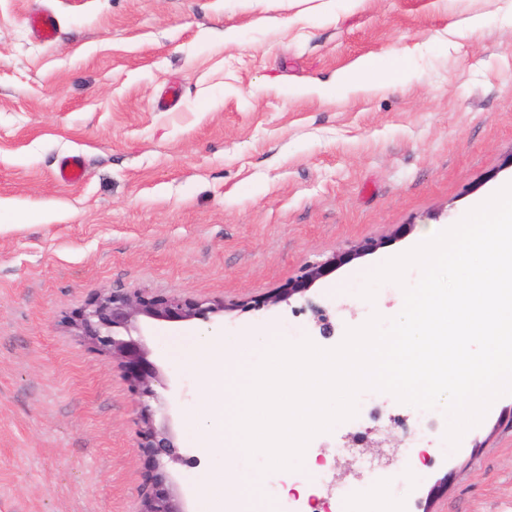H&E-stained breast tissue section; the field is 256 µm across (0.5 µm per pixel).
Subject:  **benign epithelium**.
Wrapping results in <instances>:
<instances>
[{
    "instance_id": "obj_1",
    "label": "benign epithelium",
    "mask_w": 512,
    "mask_h": 512,
    "mask_svg": "<svg viewBox=\"0 0 512 512\" xmlns=\"http://www.w3.org/2000/svg\"><path fill=\"white\" fill-rule=\"evenodd\" d=\"M378 247L377 241L368 239L348 254L335 255L323 263L305 264L300 275L282 286L275 302H287L297 294H304L337 264L370 254ZM223 311V303L187 302L141 291L112 292L92 299L75 319L77 335L120 365L132 389L142 397L137 412L141 424V447L155 457V470L146 477L139 512H186L179 497L165 488L163 458L188 467L196 464V459L177 453L169 430L155 427L153 409L149 404V400L156 397L153 383L159 382L164 388L167 384L163 383L159 369L147 361V350L133 334L139 331L138 323L142 317L160 321H207L210 315Z\"/></svg>"
}]
</instances>
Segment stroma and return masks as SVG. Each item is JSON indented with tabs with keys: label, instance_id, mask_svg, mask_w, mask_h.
I'll list each match as a JSON object with an SVG mask.
<instances>
[{
	"label": "stroma",
	"instance_id": "stroma-1",
	"mask_svg": "<svg viewBox=\"0 0 512 512\" xmlns=\"http://www.w3.org/2000/svg\"><path fill=\"white\" fill-rule=\"evenodd\" d=\"M43 7L53 43L27 23ZM369 56L387 87L334 86ZM69 155L77 185L56 177ZM511 181L512 0H0V208L28 220L0 231V512H138L154 461L123 371L75 332L92 298L264 300L140 321L171 384L155 421L197 460L167 462L166 485L199 512V476L223 460L185 434L199 379L175 337L272 324L337 346L404 300L392 282L361 297L370 272ZM367 239L374 253L272 303L305 263ZM421 413L366 390L355 417L315 435L336 461L317 512L362 490L408 499L414 485L378 465ZM432 446V512H512V397L458 447Z\"/></svg>",
	"mask_w": 512,
	"mask_h": 512
}]
</instances>
